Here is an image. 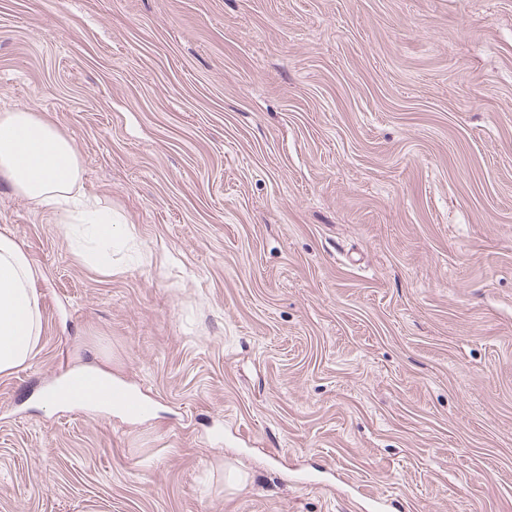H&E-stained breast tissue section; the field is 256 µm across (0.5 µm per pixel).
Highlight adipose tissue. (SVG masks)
I'll list each match as a JSON object with an SVG mask.
<instances>
[{
  "label": "adipose tissue",
  "instance_id": "ef3b65f1",
  "mask_svg": "<svg viewBox=\"0 0 512 512\" xmlns=\"http://www.w3.org/2000/svg\"><path fill=\"white\" fill-rule=\"evenodd\" d=\"M84 167L70 136L29 108L0 111V181L33 208L51 213L67 235L83 230L98 241L87 263L111 269L112 211L83 191ZM39 271L8 234L0 233V374L33 358L42 335Z\"/></svg>",
  "mask_w": 512,
  "mask_h": 512
}]
</instances>
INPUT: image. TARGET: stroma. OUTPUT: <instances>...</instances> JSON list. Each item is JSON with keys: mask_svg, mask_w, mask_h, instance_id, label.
<instances>
[{"mask_svg": "<svg viewBox=\"0 0 512 512\" xmlns=\"http://www.w3.org/2000/svg\"><path fill=\"white\" fill-rule=\"evenodd\" d=\"M16 106L124 243L0 184V512H512V0H0ZM97 352L150 416L45 408ZM38 275L26 252L0 233V374L28 364L40 341V297L34 288Z\"/></svg>", "mask_w": 512, "mask_h": 512, "instance_id": "35a3bbf8", "label": "stroma"}]
</instances>
